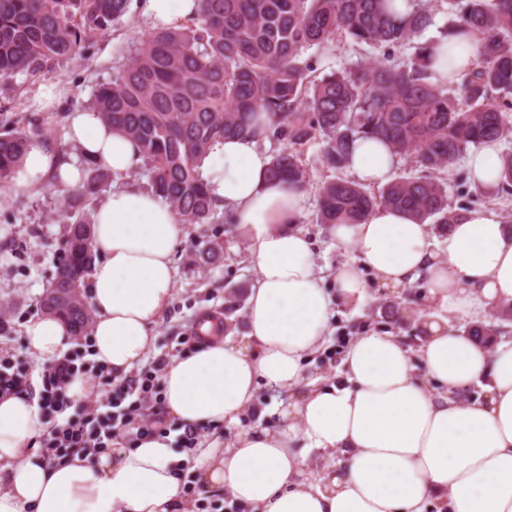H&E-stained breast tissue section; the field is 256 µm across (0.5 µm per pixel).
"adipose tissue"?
Wrapping results in <instances>:
<instances>
[{
	"instance_id": "obj_1",
	"label": "adipose tissue",
	"mask_w": 512,
	"mask_h": 512,
	"mask_svg": "<svg viewBox=\"0 0 512 512\" xmlns=\"http://www.w3.org/2000/svg\"><path fill=\"white\" fill-rule=\"evenodd\" d=\"M431 50L435 69L474 67L478 38L452 32ZM67 137L112 174L137 171L141 154L100 113L74 112ZM269 155L254 139L216 144L202 167L212 198L247 236L257 270L248 292V330L241 343L216 338L172 359L162 373L164 405L180 424L237 425L260 387L288 391L276 429H239L232 443L203 435L195 474L209 489L228 490L250 512H512V340L482 344L433 318L424 325L413 369L399 337L369 333L348 346L346 381L319 385L307 363L329 334L332 300L300 225L305 194L269 180ZM396 158L377 138L357 140L349 169L361 184L385 185ZM63 187L82 172L59 147L29 141L16 173L19 187L47 174ZM337 246L355 259L333 274L342 300L358 302L372 272L389 289L424 282L430 304L470 314L512 305V226L496 211L467 213L433 250L431 228L407 213L373 210L359 224H333ZM96 258L89 304L93 361L127 374L152 347L174 293L173 254L185 237L172 207L129 184L96 208ZM62 319L45 315L25 326L28 353L50 362L69 347ZM482 399L466 400L479 379ZM48 425L38 391L0 396V512H186L174 469L185 459L170 439L134 448L73 452L44 459L38 441ZM336 456L319 474L308 453Z\"/></svg>"
}]
</instances>
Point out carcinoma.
<instances>
[{
	"label": "carcinoma",
	"instance_id": "cac0c4a2",
	"mask_svg": "<svg viewBox=\"0 0 512 512\" xmlns=\"http://www.w3.org/2000/svg\"><path fill=\"white\" fill-rule=\"evenodd\" d=\"M131 0H0V81L35 76L51 60L87 51L121 20ZM196 16L148 31L111 80L94 91L90 109L141 148L147 189L164 198L181 224H207L218 209L199 166L212 147L233 137L282 143L269 176L304 189L301 156L316 145L331 169L347 167L356 140L376 137L412 159L415 173L367 191L338 178L323 186L317 222L359 224L376 207L433 220L439 232L456 224L437 174L471 146L512 134V0H448L444 33L481 41L475 68L448 81L431 80L433 25L423 0L393 13L392 0H199ZM344 38L383 49L382 57L320 78L309 48ZM272 123L263 128L259 113ZM32 133L0 137V187L11 183ZM83 179L71 189L60 218L69 225L43 310L84 335L92 310L80 291L95 252L86 203L106 191L112 173L82 159Z\"/></svg>",
	"mask_w": 512,
	"mask_h": 512
}]
</instances>
